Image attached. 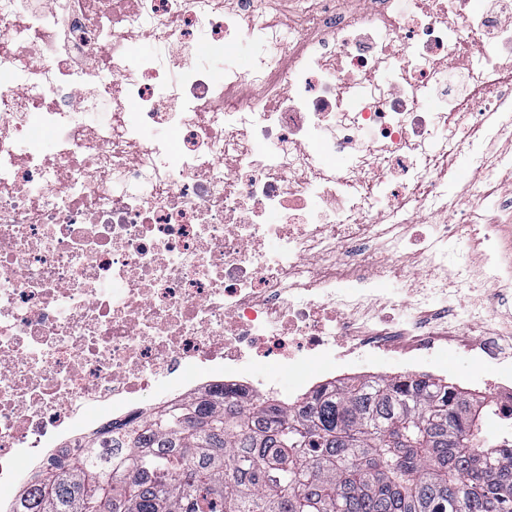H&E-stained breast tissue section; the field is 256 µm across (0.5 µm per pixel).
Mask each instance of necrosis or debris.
<instances>
[{
    "instance_id": "necrosis-or-debris-1",
    "label": "necrosis or debris",
    "mask_w": 512,
    "mask_h": 512,
    "mask_svg": "<svg viewBox=\"0 0 512 512\" xmlns=\"http://www.w3.org/2000/svg\"><path fill=\"white\" fill-rule=\"evenodd\" d=\"M263 2L0 0L7 506L146 398L258 401L263 368L320 385L458 334L512 427V262L468 220L512 212V0H323L286 31Z\"/></svg>"
}]
</instances>
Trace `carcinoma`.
Listing matches in <instances>:
<instances>
[{
  "label": "carcinoma",
  "instance_id": "carcinoma-1",
  "mask_svg": "<svg viewBox=\"0 0 512 512\" xmlns=\"http://www.w3.org/2000/svg\"><path fill=\"white\" fill-rule=\"evenodd\" d=\"M430 376L340 382L256 407H154L43 472L15 512H512V432Z\"/></svg>",
  "mask_w": 512,
  "mask_h": 512
}]
</instances>
